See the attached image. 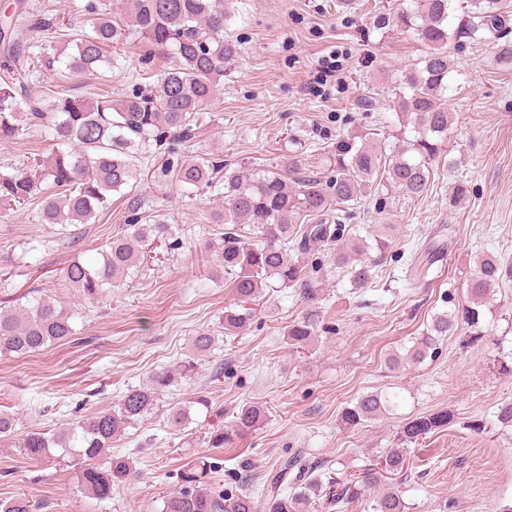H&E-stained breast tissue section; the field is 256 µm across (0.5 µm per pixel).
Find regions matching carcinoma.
I'll return each mask as SVG.
<instances>
[{"mask_svg":"<svg viewBox=\"0 0 512 512\" xmlns=\"http://www.w3.org/2000/svg\"><path fill=\"white\" fill-rule=\"evenodd\" d=\"M233 2L125 0L120 16L112 13V0H87L78 12L83 28L75 34L71 51L52 45L35 60L22 56L21 39L39 24L26 23L20 13L0 19V48L12 58L0 73V143L16 140L36 127L49 148L47 156L32 164H8L0 170V220L31 201L43 185L57 192L41 196L39 223L57 224L63 231L72 224L96 220L112 195L120 194L125 203L123 233L102 246L98 261L73 260L61 270L78 298L93 303L107 290L123 286L147 264L144 247L148 242L161 239L170 251L182 248L181 238L169 224L147 219L144 198L128 191L141 176L146 159L163 153V162L152 172L159 182L175 180L198 190L216 179L223 181L224 205L214 212L213 223L224 228L214 250L224 273L231 276L236 297L235 306L224 311V335L229 338L252 320L251 304L269 279L282 288H299L309 303L316 301L317 289L310 287L308 272L290 255L292 249L304 253L312 244L324 245L354 285L369 282L371 265L362 260L366 245L355 238L342 242V224L329 223L331 206L345 213L370 195L381 202L389 191L412 198L428 192L432 165L448 138L452 119L447 93L452 72L448 46L453 40L490 39L499 59L512 63V15L504 0H463L458 7L452 5L454 0H415L412 9L396 14V23L417 36L423 55L401 72L392 89L393 106L417 133L413 139L392 146L389 153L361 135L343 139L336 144L332 175L324 182L289 181L279 170L250 174L211 157L187 160L180 147L199 137L203 106L217 98L224 64L238 54L237 44L224 38ZM456 9L461 10L460 23L451 30L448 18ZM131 30L147 47L144 60L158 57L168 62L156 81H141L118 99L103 94L59 96L51 116L32 100L30 82L44 73L65 69L78 76L103 65L123 66L122 51ZM246 225L253 232L250 238L242 234ZM474 264L467 303L433 317L429 333L410 353L411 360L436 350L438 336H452L459 330L474 342L485 336V312L493 307L498 289L512 282V263L484 254ZM318 322L312 306L288 327L290 343L305 348L316 335ZM74 334L72 310L38 289L15 310L0 311V357L30 355ZM213 342L212 333L204 329L192 337L199 356L208 353ZM174 381L175 372L155 371L149 383L126 388L117 407L94 412L57 434L32 430L22 438L20 450L32 460L43 461L51 458V449H62L75 457L84 490L98 500L110 499L135 476L130 457L109 453L112 442L153 410ZM399 405L396 393L367 392L342 412L341 420L356 427ZM195 406L208 408L209 400L200 395L174 409L169 413L170 426L184 429ZM265 417L263 406L244 405L232 428L218 425L208 431L207 443L222 448L255 430ZM453 421L454 415L446 409L408 418L401 431L405 447L387 449L381 468L364 469L340 482H325L301 456H287L264 477L263 512H311L317 504L326 512H341L388 477L408 476L406 445ZM215 469L209 456L194 458L182 473L179 487L164 497L161 512H257L249 490L251 475H240V489L229 494L214 486ZM371 509L405 512L406 505L399 491L388 488L373 499ZM0 512H35V507L28 497L19 495L0 503Z\"/></svg>","mask_w":512,"mask_h":512,"instance_id":"cac0c4a2","label":"carcinoma"}]
</instances>
